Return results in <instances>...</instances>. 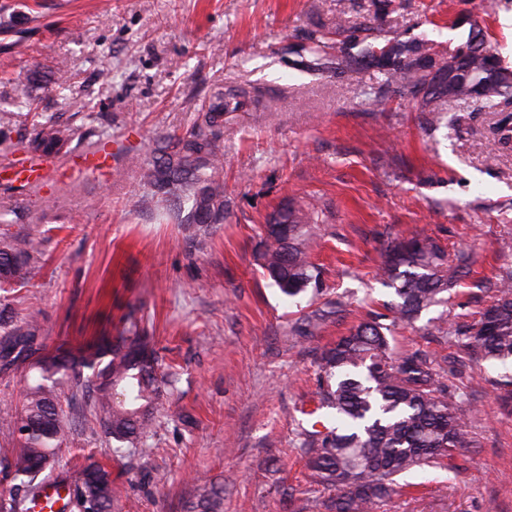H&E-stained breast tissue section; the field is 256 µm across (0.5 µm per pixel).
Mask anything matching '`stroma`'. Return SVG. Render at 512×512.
<instances>
[{
  "label": "stroma",
  "mask_w": 512,
  "mask_h": 512,
  "mask_svg": "<svg viewBox=\"0 0 512 512\" xmlns=\"http://www.w3.org/2000/svg\"><path fill=\"white\" fill-rule=\"evenodd\" d=\"M344 15L402 40L432 41L435 63L482 30L481 48L512 68V0H0V112L32 109L81 127L58 156L68 171L86 142L128 140L146 157L157 132L187 127L218 90L250 103L224 117L228 215L191 238L138 208L134 165L112 180L77 177L29 191L0 181V233L45 235V264L4 293L17 319L41 313L48 351L114 336L134 315L171 379L139 447L118 454L87 395L62 393L73 422L64 477L97 463L122 498L115 512H184L198 485L224 486V512H291L282 491L321 496L296 449L323 347L395 295L376 273L386 249L413 234L466 251L471 272L447 303L393 328L396 353L420 349L444 372L473 444L442 466L413 470L374 512H512V364L480 360L438 318L465 330L512 274V140L501 113L419 98L382 85L370 62L319 75L301 63L312 36ZM66 64L69 83L56 81ZM109 80H102V72ZM88 102L92 111H77ZM317 200L309 241L318 291L288 301L256 261L260 227L279 206ZM340 301L312 336L297 321ZM26 367L0 372V493L17 449Z\"/></svg>",
  "instance_id": "stroma-1"
}]
</instances>
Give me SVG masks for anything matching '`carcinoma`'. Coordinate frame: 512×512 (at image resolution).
Instances as JSON below:
<instances>
[{"label": "carcinoma", "mask_w": 512, "mask_h": 512, "mask_svg": "<svg viewBox=\"0 0 512 512\" xmlns=\"http://www.w3.org/2000/svg\"><path fill=\"white\" fill-rule=\"evenodd\" d=\"M471 51L455 75L448 99L475 100L479 109L494 112L512 102V83L487 75L483 51L470 39ZM385 58L379 70L386 85L396 84L421 97L422 104L440 97L433 88V45L422 41L367 36L336 41L335 52L313 38L307 68L318 74L343 72L361 58ZM244 89L214 92L182 133L161 131L153 138L150 158H130L143 188L141 202L156 206L168 220L182 224L194 237L224 223V115L246 104ZM81 128L55 120L32 124L29 153L51 156L75 140ZM315 203L307 209L285 205L261 225L260 266L281 293L294 298L321 284V269L311 261L308 243L312 226L322 222ZM44 255V236L35 230L0 236V290L22 288L31 281ZM468 255L448 263L435 240L413 236L387 250L378 278L394 289L391 324L412 323L465 273ZM342 312V302L317 309L300 319L297 331L315 335L327 319ZM111 339L77 351L50 353L40 342V313L13 322L0 308V371L22 364L36 372L23 394L19 418L10 433L18 452L9 463L13 486L0 497V512H30L42 486L59 468L62 447L72 428L59 408V391L82 389L91 398L103 433L120 448H135L158 411L167 380L156 373V355L138 320ZM439 334L464 337L463 346L492 361L512 362V275L502 279L499 296L469 333L436 326ZM390 324L364 321L323 349L318 359L314 402L331 410L336 425L326 432L304 430L298 451L305 457L312 483L335 492L331 512H372L395 491L396 477L416 467L436 466L448 453L469 447L471 440L448 385L427 354L416 350L396 355ZM69 512H112L121 498L111 474L99 465L84 467L67 487ZM224 486L205 484L185 512H223Z\"/></svg>", "instance_id": "carcinoma-1"}]
</instances>
